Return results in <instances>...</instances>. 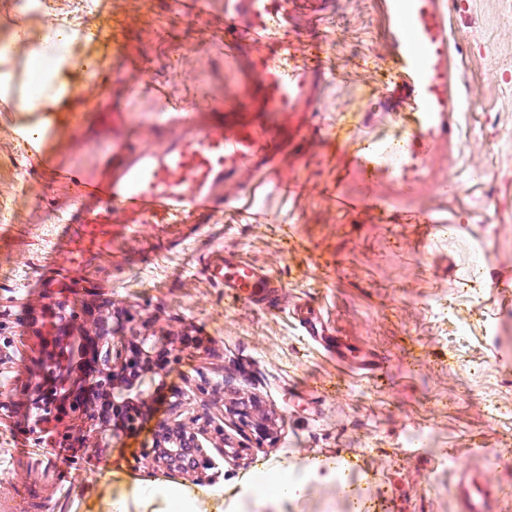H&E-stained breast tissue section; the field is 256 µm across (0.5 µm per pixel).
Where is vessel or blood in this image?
<instances>
[{
  "label": "vessel or blood",
  "instance_id": "1",
  "mask_svg": "<svg viewBox=\"0 0 512 512\" xmlns=\"http://www.w3.org/2000/svg\"><path fill=\"white\" fill-rule=\"evenodd\" d=\"M174 5L178 15L192 22L211 15L210 0H174ZM381 6L388 20L393 69L387 99L405 112L408 128L402 154L413 160L438 150L462 105L458 88L464 78L453 73L450 56L453 4L382 0ZM216 31L228 59L247 53L255 86L189 103L163 88L146 90L139 76L120 74L124 101L149 94L154 119L127 132L123 107H113L105 124L113 132L112 146L103 152L96 174L45 165L43 176L69 191L60 218L69 233L56 248L57 258L76 251L104 252L116 224L132 231L145 224L201 229L233 203L231 188L252 196L264 187V175L276 168L286 144L271 124L247 118L246 113L256 94L266 111L295 110L312 78L309 63L295 60L304 39L292 24L291 0H234ZM354 160L365 175L355 202H376L375 179L381 174L391 176L405 194L418 190L408 168L392 163L384 142L364 146ZM204 269L234 298L259 302L280 286L264 269L234 256L205 262ZM299 329L338 363H351L357 375L371 378L378 371L371 354L348 358L343 339L324 321L303 319ZM499 492L479 471L462 470L456 485L458 512H497Z\"/></svg>",
  "mask_w": 512,
  "mask_h": 512
}]
</instances>
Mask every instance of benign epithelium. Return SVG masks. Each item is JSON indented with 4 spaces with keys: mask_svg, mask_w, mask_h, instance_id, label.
<instances>
[{
    "mask_svg": "<svg viewBox=\"0 0 512 512\" xmlns=\"http://www.w3.org/2000/svg\"><path fill=\"white\" fill-rule=\"evenodd\" d=\"M49 333L39 370L27 388L35 439L43 441L42 425L60 418L80 421L75 432L59 440L72 447L105 448L118 432L136 429L149 406L146 380L156 373L157 340L149 332V321L136 329L131 318L107 308L87 313L79 324L74 308L64 300L55 304ZM170 407L171 416L156 424L152 445L143 450L154 467L201 480L213 469L207 445L224 458L239 457L242 448L230 445L210 411H189L185 391L171 393ZM229 412L242 425L253 427L259 438L268 436L265 426L253 422L251 403L241 401Z\"/></svg>",
    "mask_w": 512,
    "mask_h": 512,
    "instance_id": "obj_1",
    "label": "benign epithelium"
}]
</instances>
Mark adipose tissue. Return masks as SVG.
<instances>
[{
	"label": "adipose tissue",
	"mask_w": 512,
	"mask_h": 512,
	"mask_svg": "<svg viewBox=\"0 0 512 512\" xmlns=\"http://www.w3.org/2000/svg\"><path fill=\"white\" fill-rule=\"evenodd\" d=\"M63 31L57 20H49L41 38L40 46L30 54L24 71L36 75V82L24 81L19 87L10 82L0 83V91H17L26 101L27 111L54 112L73 96L67 76L75 65L93 67L94 59H77L72 51L61 49ZM210 501L208 512H224V496L208 490L189 491L174 485H159L135 481L132 495L113 497L106 512H201V501Z\"/></svg>",
	"instance_id": "obj_1"
}]
</instances>
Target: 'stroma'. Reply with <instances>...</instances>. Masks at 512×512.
<instances>
[{"mask_svg":"<svg viewBox=\"0 0 512 512\" xmlns=\"http://www.w3.org/2000/svg\"><path fill=\"white\" fill-rule=\"evenodd\" d=\"M19 2L0 0V38L11 37L19 20L34 46L50 18L92 31L75 53L98 61L107 87L88 89L85 71L72 70L68 80L85 98L74 111L108 112L119 99L113 80L124 63L107 39L115 29L126 30L142 59V78L186 101L224 97L245 79V64L225 60L201 25L170 13L169 0H42L45 10L34 16ZM458 2L451 23L463 109L451 155L483 176L444 196L424 185L412 203L393 201L390 181L379 178L381 212L337 203L359 181L353 151L406 132L403 113L383 104L390 50L380 0H294L293 22L319 44L330 72L312 77L289 116L252 103V116L288 142L270 180L298 185L257 199L280 212L279 224H255L232 209L174 249L165 229L144 225L115 234L111 255L52 268L57 207L67 191L37 178L17 132L46 127L44 160L91 174L95 131L85 123L52 126L43 112L0 110V392L15 402L0 410V491L30 487L41 512H87L138 478L197 489L196 480L153 469L142 450L170 415L171 389L204 380L208 392L192 396L191 408L206 404L217 413L251 398L270 432L258 439L225 416L226 436L243 451L236 460L212 457L220 477L211 488L223 492L224 512H457L455 485L470 466L501 487V512H512V473L495 464L498 452L512 449V0ZM319 125L340 130V138L318 145ZM422 211L437 218L436 228L418 223ZM453 224L462 234L450 232ZM219 249L269 272L282 293L261 303L226 298L203 266ZM62 298L79 311L111 301L117 312L150 319L156 335L185 343L179 360L149 381L142 426L106 448L55 447L65 422L46 424L39 441L28 429L24 391L41 349L32 328ZM304 304L374 354L382 374L361 379L301 336L292 310ZM18 448L26 458H15ZM341 462L343 483L323 481V469ZM63 463L73 488L58 485ZM269 468L301 480L303 496L272 511L260 506L250 484Z\"/></svg>","mask_w":512,"mask_h":512,"instance_id":"1","label":"stroma"}]
</instances>
